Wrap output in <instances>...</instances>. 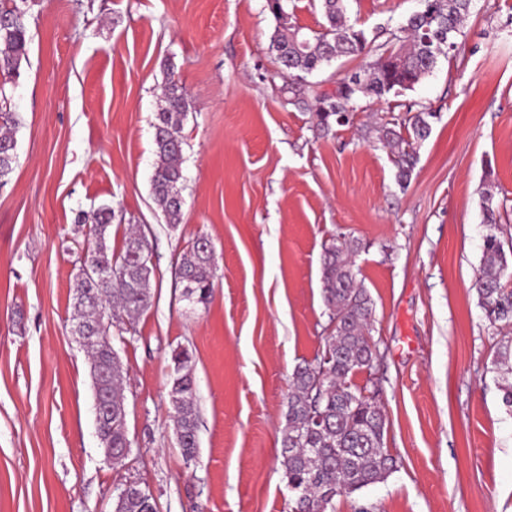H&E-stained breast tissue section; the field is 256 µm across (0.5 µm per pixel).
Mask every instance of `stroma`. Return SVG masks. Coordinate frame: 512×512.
Instances as JSON below:
<instances>
[{"label":"stroma","mask_w":512,"mask_h":512,"mask_svg":"<svg viewBox=\"0 0 512 512\" xmlns=\"http://www.w3.org/2000/svg\"><path fill=\"white\" fill-rule=\"evenodd\" d=\"M419 8L347 0L370 37ZM27 27L7 85L18 162L0 182V512H113L128 483L158 512H290L288 384L330 333L322 264L340 236L359 244L378 351L354 381L377 391L397 467L327 512H512V408L493 364L512 326L487 320L475 288L484 190L512 237V0H474L450 58L327 133L280 91L267 0H36ZM170 70L192 102L174 230L150 190ZM424 108L437 117L402 187L371 128ZM105 206L113 250L140 225L156 267L151 308L112 338L130 441L114 465L71 332L88 247L75 219ZM200 236L216 254L205 304L175 275ZM179 347L193 357L191 459L169 397Z\"/></svg>","instance_id":"obj_1"}]
</instances>
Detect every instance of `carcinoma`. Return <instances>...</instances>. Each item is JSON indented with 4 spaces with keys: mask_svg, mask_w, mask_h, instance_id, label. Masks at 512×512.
<instances>
[{
    "mask_svg": "<svg viewBox=\"0 0 512 512\" xmlns=\"http://www.w3.org/2000/svg\"><path fill=\"white\" fill-rule=\"evenodd\" d=\"M29 0H0V180L16 162L15 128L18 125L6 91L27 57ZM325 24L313 35L293 26H278L273 48L279 74L288 80V93L296 103H306L310 94L317 103L330 95L310 91L302 84L306 75L335 59L360 56V69L341 79L335 95L336 111L316 112L327 129L330 119L343 114L350 122L359 95L382 99L394 92L411 90L433 73L439 58L456 50V39L474 0H427L428 10L410 14L388 32L385 41L367 38L348 23L344 0H319ZM191 103L174 73L167 74L155 114L156 162L151 180L153 198L166 224L178 228L182 216L183 122ZM436 113L421 110L394 118L376 128L377 140L389 149L396 179L406 187L418 161L419 143L426 140ZM483 223L492 232L484 240L483 262L476 279L479 303L493 322L512 324V283L507 274L504 244L496 233L500 207L493 195H482ZM114 211L101 208L81 214L77 223L89 225L92 247L89 257L110 279H88L80 275L74 289L72 332L76 336H106L108 340L81 343L91 358L94 399L106 414L100 425L106 448L130 445L126 433V411L122 395V367L112 347V328L118 334L135 330L136 320L152 305L151 283L155 277L148 240L135 225L126 229L123 247L112 251L107 240ZM358 244L344 237L325 250L322 283L331 321L337 323L325 339L324 352L312 362L295 368L288 389V412L282 439V456L291 493V512H327L338 496L351 495L381 482L392 472L395 460L383 448L385 418L375 397L353 377L372 367L377 356L369 344L372 300L354 271L353 255ZM215 251L211 242L197 238L178 264V277L186 298L204 303L213 291ZM170 402L179 447L191 458L198 448L197 404L191 355L186 349L172 353ZM114 512H157L153 498L137 485L118 495Z\"/></svg>",
    "mask_w": 512,
    "mask_h": 512,
    "instance_id": "obj_1",
    "label": "carcinoma"
}]
</instances>
